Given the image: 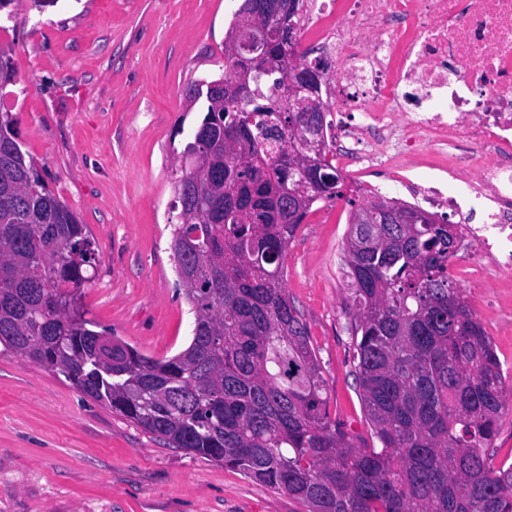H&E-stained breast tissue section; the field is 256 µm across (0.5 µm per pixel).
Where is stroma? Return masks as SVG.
I'll list each match as a JSON object with an SVG mask.
<instances>
[{
    "mask_svg": "<svg viewBox=\"0 0 512 512\" xmlns=\"http://www.w3.org/2000/svg\"><path fill=\"white\" fill-rule=\"evenodd\" d=\"M238 0H11L0 44L18 77L0 105L22 149L85 224L99 262L77 310L156 359L185 349L194 313L178 295L172 182L199 122L186 93L218 77ZM316 204L288 245L284 285L323 367L328 414L376 447L354 375V310L340 269L352 208ZM464 299L512 374V274ZM0 512H306L288 494L173 448L63 376L0 352Z\"/></svg>",
    "mask_w": 512,
    "mask_h": 512,
    "instance_id": "obj_1",
    "label": "stroma"
}]
</instances>
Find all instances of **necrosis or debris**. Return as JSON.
Here are the masks:
<instances>
[{"instance_id": "1", "label": "necrosis or debris", "mask_w": 512, "mask_h": 512, "mask_svg": "<svg viewBox=\"0 0 512 512\" xmlns=\"http://www.w3.org/2000/svg\"><path fill=\"white\" fill-rule=\"evenodd\" d=\"M312 52L324 74L326 159L395 168L425 149L448 164L403 179L419 205L447 210L462 229L459 255L512 271V0H310Z\"/></svg>"}]
</instances>
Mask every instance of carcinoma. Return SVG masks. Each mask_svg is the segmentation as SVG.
I'll return each instance as SVG.
<instances>
[{
  "instance_id": "1",
  "label": "carcinoma",
  "mask_w": 512,
  "mask_h": 512,
  "mask_svg": "<svg viewBox=\"0 0 512 512\" xmlns=\"http://www.w3.org/2000/svg\"><path fill=\"white\" fill-rule=\"evenodd\" d=\"M243 0L228 41L256 12L259 63L227 94L240 61L192 85L203 117L173 182L177 283L195 313L190 344L164 359L118 341L112 355L75 311L96 250L22 151L0 109V345L64 376L174 448L209 457L301 501L307 512H512V464L485 449L507 405V372L448 277L451 225L356 224L343 278L354 309L353 364L378 447L359 448L328 416L326 380L307 324L283 284L288 243L312 207L343 197L324 159L325 113L293 112L279 90L323 61L279 37L288 3ZM0 45V94L16 83ZM318 174L293 166L291 151ZM202 252L180 240L204 227Z\"/></svg>"
}]
</instances>
